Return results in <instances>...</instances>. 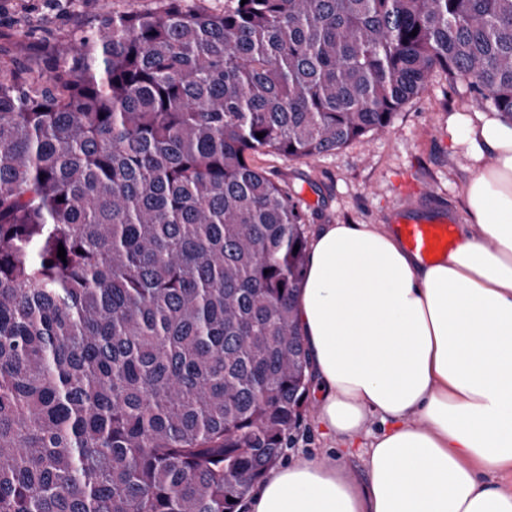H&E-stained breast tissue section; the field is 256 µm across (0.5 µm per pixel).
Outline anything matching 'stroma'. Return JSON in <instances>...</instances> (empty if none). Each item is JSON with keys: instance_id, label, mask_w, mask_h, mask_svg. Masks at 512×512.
<instances>
[{"instance_id": "35a3bbf8", "label": "stroma", "mask_w": 512, "mask_h": 512, "mask_svg": "<svg viewBox=\"0 0 512 512\" xmlns=\"http://www.w3.org/2000/svg\"><path fill=\"white\" fill-rule=\"evenodd\" d=\"M157 0H0V57L16 66L48 67V56L33 47L68 46L95 27L102 9L121 13L153 11ZM466 84L434 71L419 95L395 113L383 134H368L336 150L291 159L271 152L251 162L289 188L305 214L306 231L321 224H392L406 209L419 218L452 215L468 221L462 185L472 161L454 143L462 126L491 117ZM317 406H310L285 456L302 453L363 475V452L324 436Z\"/></svg>"}]
</instances>
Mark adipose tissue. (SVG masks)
I'll use <instances>...</instances> for the list:
<instances>
[{
  "label": "adipose tissue",
  "mask_w": 512,
  "mask_h": 512,
  "mask_svg": "<svg viewBox=\"0 0 512 512\" xmlns=\"http://www.w3.org/2000/svg\"><path fill=\"white\" fill-rule=\"evenodd\" d=\"M463 140L477 230L438 261L371 224L310 239L296 306L310 382L344 444L380 418L365 481L299 455L251 490L247 512H512V490L484 478L512 468V122Z\"/></svg>",
  "instance_id": "ef3b65f1"
}]
</instances>
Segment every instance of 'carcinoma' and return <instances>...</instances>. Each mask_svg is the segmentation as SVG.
Instances as JSON below:
<instances>
[{"label": "carcinoma", "instance_id": "obj_1", "mask_svg": "<svg viewBox=\"0 0 512 512\" xmlns=\"http://www.w3.org/2000/svg\"><path fill=\"white\" fill-rule=\"evenodd\" d=\"M436 70L512 121V0H159L0 58V512H238L310 388L304 217L249 158Z\"/></svg>", "mask_w": 512, "mask_h": 512}]
</instances>
